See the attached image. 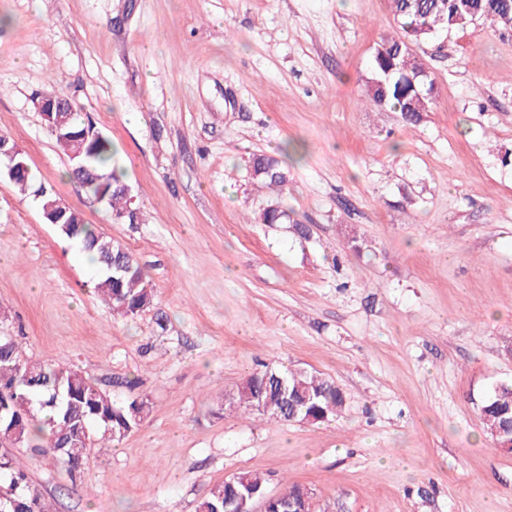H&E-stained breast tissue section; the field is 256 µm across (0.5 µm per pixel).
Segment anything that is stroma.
Returning a JSON list of instances; mask_svg holds the SVG:
<instances>
[{"mask_svg":"<svg viewBox=\"0 0 512 512\" xmlns=\"http://www.w3.org/2000/svg\"><path fill=\"white\" fill-rule=\"evenodd\" d=\"M0 17V136L155 290L113 314L90 256L0 179V336L152 405L77 486L13 447L56 512H196L247 470L309 488L315 512H512V454L479 416L512 382V32L416 45L434 93L413 125L365 98L389 0H0ZM52 88L112 141L139 223L68 177L35 107ZM274 152L279 193L249 171ZM277 203L290 223H261ZM266 365L332 378L343 413L222 409Z\"/></svg>","mask_w":512,"mask_h":512,"instance_id":"35a3bbf8","label":"stroma"}]
</instances>
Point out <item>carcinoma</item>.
<instances>
[{"instance_id":"carcinoma-1","label":"carcinoma","mask_w":512,"mask_h":512,"mask_svg":"<svg viewBox=\"0 0 512 512\" xmlns=\"http://www.w3.org/2000/svg\"><path fill=\"white\" fill-rule=\"evenodd\" d=\"M401 32L384 37L368 81L367 100L388 106L417 123L428 111L429 91L424 87L426 70L412 45L442 30L464 29L478 21L503 25L512 17V0H390ZM112 142L101 137L87 150L86 166L112 183L108 205L112 216L130 208L124 192L126 182L111 164ZM253 181L272 190L288 184V170L271 155H255L251 161ZM265 224H282L288 211L279 205L261 216ZM66 235L78 241L96 260L102 274L96 290L103 301L125 316H134L154 300L145 273L128 250L104 236L91 224H71ZM235 402L245 412L256 411L275 422L320 423L336 417L345 405L341 388L331 379L304 370L266 366L254 371L237 389ZM151 412L146 397L123 402L73 368L32 361L24 357L13 336L0 338V442L13 435L30 447L56 457L66 468L72 485H78L92 441L120 442L145 421ZM481 420L486 437L504 446L512 441V384L498 385L482 401ZM266 482L265 474L241 471L209 488L198 512H230L235 494ZM0 512H54L24 472L17 469L5 448L0 450Z\"/></svg>"}]
</instances>
